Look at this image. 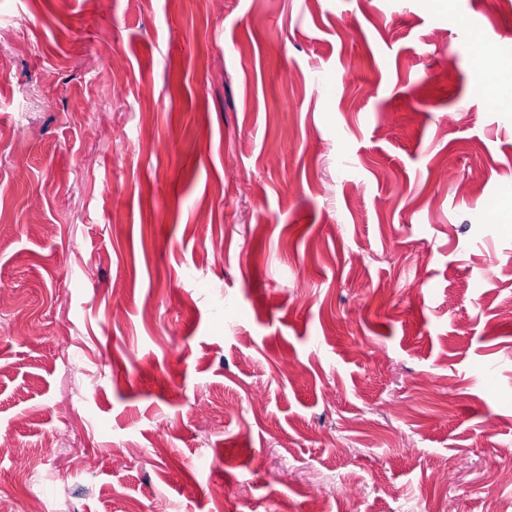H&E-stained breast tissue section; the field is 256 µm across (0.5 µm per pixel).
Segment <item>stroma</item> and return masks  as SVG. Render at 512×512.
Instances as JSON below:
<instances>
[{"mask_svg": "<svg viewBox=\"0 0 512 512\" xmlns=\"http://www.w3.org/2000/svg\"><path fill=\"white\" fill-rule=\"evenodd\" d=\"M489 63L512 0H0L9 512L512 498Z\"/></svg>", "mask_w": 512, "mask_h": 512, "instance_id": "stroma-1", "label": "stroma"}]
</instances>
